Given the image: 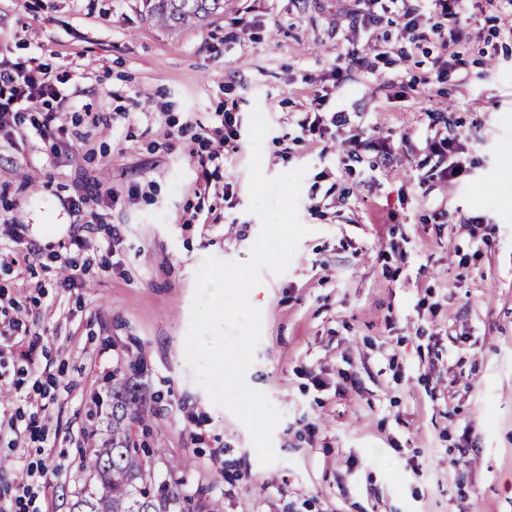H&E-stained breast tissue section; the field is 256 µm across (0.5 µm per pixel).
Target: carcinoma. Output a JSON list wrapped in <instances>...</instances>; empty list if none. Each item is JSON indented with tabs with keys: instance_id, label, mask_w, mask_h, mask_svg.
I'll list each match as a JSON object with an SVG mask.
<instances>
[{
	"instance_id": "cac0c4a2",
	"label": "carcinoma",
	"mask_w": 512,
	"mask_h": 512,
	"mask_svg": "<svg viewBox=\"0 0 512 512\" xmlns=\"http://www.w3.org/2000/svg\"><path fill=\"white\" fill-rule=\"evenodd\" d=\"M147 17L160 29L176 33L224 15V0H142ZM150 390L129 380L112 386V413L101 445L91 439L93 481L76 496L72 512H187L192 497L178 483L156 475L153 459L161 448H139L127 421L145 424Z\"/></svg>"
}]
</instances>
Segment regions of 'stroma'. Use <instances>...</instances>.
Returning <instances> with one entry per match:
<instances>
[{
	"instance_id": "obj_1",
	"label": "stroma",
	"mask_w": 512,
	"mask_h": 512,
	"mask_svg": "<svg viewBox=\"0 0 512 512\" xmlns=\"http://www.w3.org/2000/svg\"><path fill=\"white\" fill-rule=\"evenodd\" d=\"M350 7L227 0L171 36L141 0H0V64L33 58L66 79L26 113V136L0 130V303L24 325L0 337V499L42 459L41 512H70L89 479L87 434L107 423L90 418L94 400L133 363L156 397L155 471L200 505L512 512V40L471 0L463 85L432 66L446 16L412 44L395 14L365 27ZM490 41L501 52L488 81ZM353 47L366 62L337 81L333 58ZM316 98L328 128L301 134ZM256 108L262 172L303 170L308 229L287 269L261 270L247 296L261 336L244 379L282 414L268 465L185 348L199 267L247 260L261 231L248 210ZM340 110L349 122L332 126ZM49 112L65 130L46 139ZM227 115L236 137L200 168L202 130ZM436 123L472 138L453 185L423 137ZM86 194L94 203L68 209ZM72 260L90 267L68 286ZM33 332L44 341L32 352ZM184 457L191 469L170 473Z\"/></svg>"
}]
</instances>
